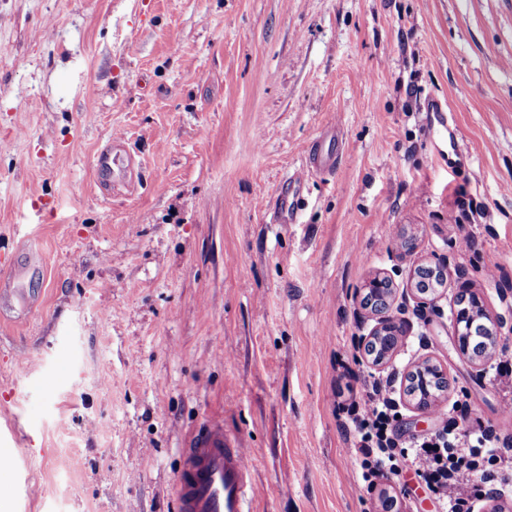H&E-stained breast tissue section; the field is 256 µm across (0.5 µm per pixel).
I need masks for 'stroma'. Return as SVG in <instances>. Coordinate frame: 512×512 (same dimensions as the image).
<instances>
[{
  "mask_svg": "<svg viewBox=\"0 0 512 512\" xmlns=\"http://www.w3.org/2000/svg\"><path fill=\"white\" fill-rule=\"evenodd\" d=\"M116 136L118 182L94 164ZM385 275L406 334L375 367ZM2 288L11 512H176L210 420L255 512H439L411 468L354 481L341 407L431 360L440 404L512 438L452 319L469 290L512 347V0H0Z\"/></svg>",
  "mask_w": 512,
  "mask_h": 512,
  "instance_id": "stroma-1",
  "label": "stroma"
}]
</instances>
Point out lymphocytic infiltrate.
<instances>
[{
  "label": "lymphocytic infiltrate",
  "mask_w": 512,
  "mask_h": 512,
  "mask_svg": "<svg viewBox=\"0 0 512 512\" xmlns=\"http://www.w3.org/2000/svg\"><path fill=\"white\" fill-rule=\"evenodd\" d=\"M396 407L393 381L380 379L350 405L345 429L353 438L351 456L359 484L371 485L383 469L399 474L406 461L443 512H474L475 500L512 491V440L480 425L460 430L457 419L466 414V405L455 401L435 408L442 429L405 444L391 429Z\"/></svg>",
  "instance_id": "f902f5d3"
}]
</instances>
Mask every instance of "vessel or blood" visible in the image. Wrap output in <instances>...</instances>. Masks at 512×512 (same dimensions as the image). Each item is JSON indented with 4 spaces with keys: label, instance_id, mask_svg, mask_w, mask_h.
Segmentation results:
<instances>
[{
    "label": "vessel or blood",
    "instance_id": "vessel-or-blood-1",
    "mask_svg": "<svg viewBox=\"0 0 512 512\" xmlns=\"http://www.w3.org/2000/svg\"><path fill=\"white\" fill-rule=\"evenodd\" d=\"M175 482L178 512H253L250 458L240 442L210 422L183 450Z\"/></svg>",
    "mask_w": 512,
    "mask_h": 512
}]
</instances>
